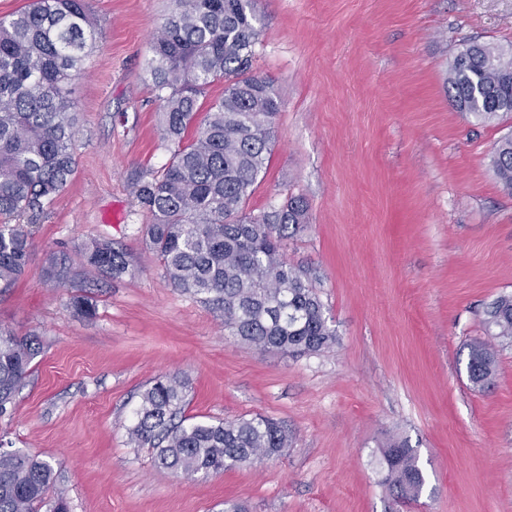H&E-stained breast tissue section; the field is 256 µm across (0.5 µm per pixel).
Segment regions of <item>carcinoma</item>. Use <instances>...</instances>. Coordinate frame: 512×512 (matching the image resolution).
<instances>
[{
    "label": "carcinoma",
    "instance_id": "cac0c4a2",
    "mask_svg": "<svg viewBox=\"0 0 512 512\" xmlns=\"http://www.w3.org/2000/svg\"><path fill=\"white\" fill-rule=\"evenodd\" d=\"M260 29L251 0H173L150 46L146 73L159 105L170 158L162 169L133 178L136 204L151 214L147 227L171 284L222 313L224 330L259 352L319 354L338 343L336 327L306 269L288 264V238L308 223L303 199L258 212L246 208L264 178L276 136L279 102L271 82L252 72ZM96 43L87 0H34L0 20V286L24 273L33 246L21 220L51 204L75 172L77 112L72 81ZM216 82L224 95L199 117V97ZM453 105L489 123L512 115V52L469 43L448 63ZM512 195V136L490 160ZM86 267L120 279L127 253L92 238ZM487 340L469 346V382L493 384L497 354L491 340L512 343V296L485 309ZM39 343L0 330V417L12 412ZM184 383L158 378L140 395L128 427L137 446L154 448L160 465L192 476L251 466L279 457L288 430L266 417L185 423ZM383 482L402 501L422 493L425 478L408 441L380 448ZM53 466L21 451L0 452V512H69L46 500Z\"/></svg>",
    "mask_w": 512,
    "mask_h": 512
}]
</instances>
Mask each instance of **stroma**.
<instances>
[{
	"label": "stroma",
	"instance_id": "1",
	"mask_svg": "<svg viewBox=\"0 0 512 512\" xmlns=\"http://www.w3.org/2000/svg\"><path fill=\"white\" fill-rule=\"evenodd\" d=\"M93 52L73 84L75 173L34 216L23 277L0 292V328L40 352L0 446L50 462L71 512H512V345L496 343L486 391L467 373L484 310L512 294V196L489 167L512 119L481 124L448 97L463 44L512 49V0H252L253 70L280 110L247 207L290 196L309 224L285 248L312 269L339 335L286 357L228 337L218 312L174 288L146 241L133 177L170 153L146 74L172 0H89ZM130 257L114 280L84 276L83 244ZM71 270L49 279L51 260ZM96 312L75 314L71 299ZM186 382L190 421L262 414L292 435L263 463L186 477L128 439L143 390ZM408 440L426 485L406 504L382 481L380 448Z\"/></svg>",
	"mask_w": 512,
	"mask_h": 512
}]
</instances>
